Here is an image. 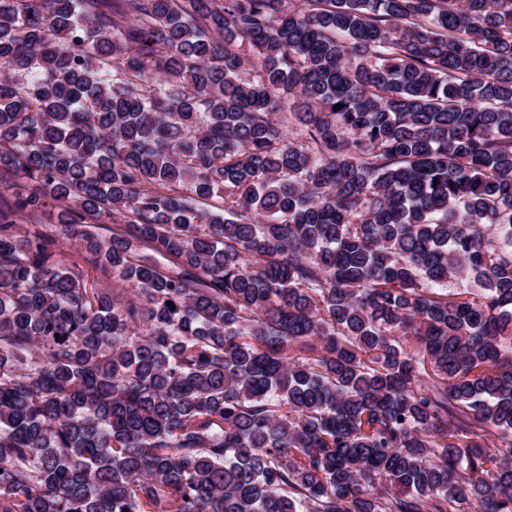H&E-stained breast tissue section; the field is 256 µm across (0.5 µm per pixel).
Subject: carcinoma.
Segmentation results:
<instances>
[{"label":"carcinoma","instance_id":"carcinoma-1","mask_svg":"<svg viewBox=\"0 0 512 512\" xmlns=\"http://www.w3.org/2000/svg\"><path fill=\"white\" fill-rule=\"evenodd\" d=\"M0 173V512H512V0H0Z\"/></svg>","mask_w":512,"mask_h":512}]
</instances>
